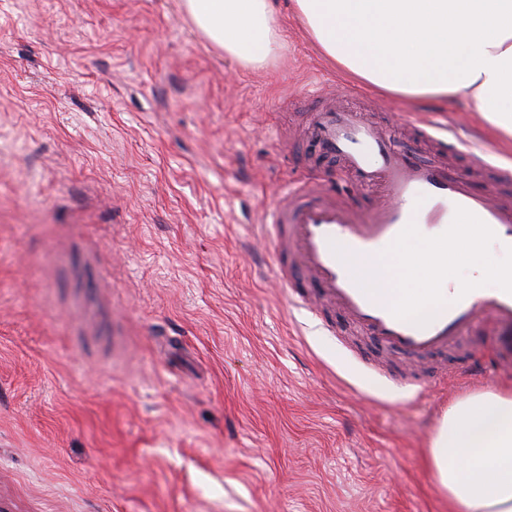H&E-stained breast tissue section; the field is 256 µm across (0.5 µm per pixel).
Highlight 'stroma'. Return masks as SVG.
<instances>
[{
    "label": "stroma",
    "mask_w": 512,
    "mask_h": 512,
    "mask_svg": "<svg viewBox=\"0 0 512 512\" xmlns=\"http://www.w3.org/2000/svg\"><path fill=\"white\" fill-rule=\"evenodd\" d=\"M273 5L285 46L252 67L181 0H0V512H448L428 441L451 400L512 387L492 326L379 351L331 304L290 303L263 223L310 173L370 198L288 150L315 82L510 201L512 141L465 101L352 84ZM424 114L474 152L418 134Z\"/></svg>",
    "instance_id": "1"
}]
</instances>
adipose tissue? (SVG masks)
<instances>
[{
	"label": "adipose tissue",
	"mask_w": 512,
	"mask_h": 512,
	"mask_svg": "<svg viewBox=\"0 0 512 512\" xmlns=\"http://www.w3.org/2000/svg\"><path fill=\"white\" fill-rule=\"evenodd\" d=\"M294 15L328 61L377 90L415 104L464 100L512 139V0H293ZM193 27L248 66L284 42L272 0H182ZM430 245H396L377 268L387 292L426 313L459 292L512 283V254L472 236L432 266ZM497 253L498 265L486 261ZM467 264V276L454 275ZM428 468L450 512H512V389L449 403L429 441Z\"/></svg>",
	"instance_id": "adipose-tissue-1"
}]
</instances>
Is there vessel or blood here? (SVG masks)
<instances>
[{"label": "vessel or blood", "mask_w": 512, "mask_h": 512, "mask_svg": "<svg viewBox=\"0 0 512 512\" xmlns=\"http://www.w3.org/2000/svg\"><path fill=\"white\" fill-rule=\"evenodd\" d=\"M308 121L309 144L339 159L362 189H378L373 203L338 202L331 181L311 176L289 184L268 212L275 271L291 301L314 309L307 282H318L332 305L376 345L419 359L448 348L481 318L498 332V359L512 366V286L459 296L425 317L384 299L366 283L389 245L408 237L440 243L476 234L512 251V203L478 194L468 181L440 164L424 162L393 145L382 127L360 113L337 111L335 94L319 89Z\"/></svg>", "instance_id": "b4317fda"}]
</instances>
